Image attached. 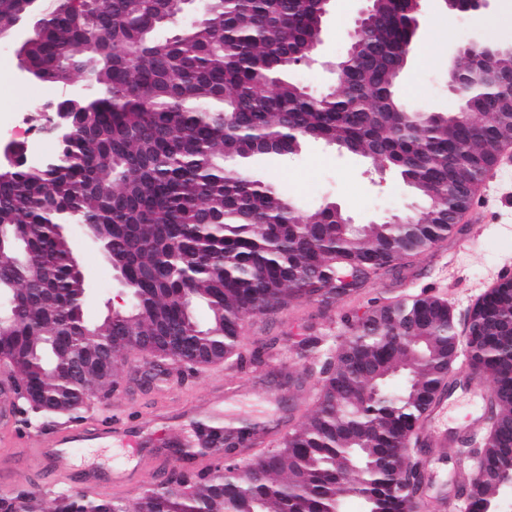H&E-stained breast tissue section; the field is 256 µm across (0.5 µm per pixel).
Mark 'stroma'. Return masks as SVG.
I'll return each instance as SVG.
<instances>
[{"mask_svg": "<svg viewBox=\"0 0 512 512\" xmlns=\"http://www.w3.org/2000/svg\"><path fill=\"white\" fill-rule=\"evenodd\" d=\"M421 5L419 30L401 77L403 101L411 109L453 112L459 101L448 91L449 54L455 44L474 36L512 43V6L506 0H492L488 11L473 17L442 9L438 0H422ZM361 7V0H332L318 48L322 65L300 66L291 71L292 79L315 93L335 85V74L324 64L346 53L348 30ZM53 89V84L33 79L0 82V121L6 123L14 113L31 111L34 102ZM250 167L258 178L276 184L306 214L333 203L356 223L370 224L420 203L395 170L378 173L362 158L320 141L306 142L293 154L256 156ZM469 211L468 220L458 224L453 235L404 260L400 274L378 275L327 305L312 300L273 315H244L239 335L242 359L195 372L174 367L150 378L146 364L130 355L112 391L104 397H88L76 418L93 422L122 412L132 421L138 446L132 448L119 440L85 445L50 464L24 443L0 446V466L9 474L6 481H0V495L24 489L43 493L50 500L61 492L77 493L83 489L87 471L105 473L120 461L128 479L99 484L92 493L133 506L145 488L160 484L171 469L208 468L209 458L180 460L172 453L173 444L197 443L199 424L236 427L248 422L267 426L278 437L303 421L315 408L321 383L297 344L317 336L322 350L336 348L346 313L426 293L445 300L457 328H464L480 295L502 277L512 276V164L501 170L482 197L472 199ZM69 238L88 287L84 315L93 322L100 320L111 312L123 287L81 228H73ZM258 347L263 350L260 359L250 361L252 350ZM458 362L457 382L447 393L444 423L448 426L466 417H486L479 389L488 386V379L474 372L467 355H460ZM420 457L431 492L445 488L461 493L465 481L458 467V448H425Z\"/></svg>", "mask_w": 512, "mask_h": 512, "instance_id": "1", "label": "stroma"}]
</instances>
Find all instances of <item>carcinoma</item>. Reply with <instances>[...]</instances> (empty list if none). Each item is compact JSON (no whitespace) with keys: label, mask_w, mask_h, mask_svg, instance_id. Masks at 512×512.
<instances>
[{"label":"carcinoma","mask_w":512,"mask_h":512,"mask_svg":"<svg viewBox=\"0 0 512 512\" xmlns=\"http://www.w3.org/2000/svg\"><path fill=\"white\" fill-rule=\"evenodd\" d=\"M194 18L179 32L184 5L172 0H42L44 22L25 46L34 78L57 85L81 75L109 91L80 103L68 121L76 135L51 165L20 159L0 175V289L13 326L0 355L33 402L55 414L77 411L87 392L113 385L109 357L132 352L176 357L194 368L240 356L241 317L273 302L307 297L306 286H336L364 267L393 270L450 234L439 191L468 190L512 142L495 119L457 125L451 113L396 134L400 74L411 41V0H378L345 55L343 79L322 96L285 79L321 41L322 0H192ZM26 0H0V33L13 31ZM339 142L398 171L420 193L425 217L403 228L344 224L336 204L302 216L278 186L253 177L246 160L292 151L306 139ZM51 224H87L113 269L135 295L119 317L88 323L85 281L70 242ZM203 306L202 322L195 309ZM439 300L419 296L345 316L347 336L322 366L314 411L286 432L274 453L251 463L245 483L220 480L228 458L201 471H172L166 482L188 492L145 490L134 512H325L354 480L353 467L394 460L395 429L419 421L444 385L433 354L449 336ZM481 335L462 340L471 365L492 383V414L476 449L485 480L499 489V464L512 452V351L494 329L512 318V286L496 285L476 302ZM422 337L423 362L397 402L370 403L385 375L405 364L392 330ZM83 369L73 371L74 356ZM82 494L53 498L51 512H81ZM6 507L46 512L39 493Z\"/></svg>","instance_id":"obj_1"}]
</instances>
